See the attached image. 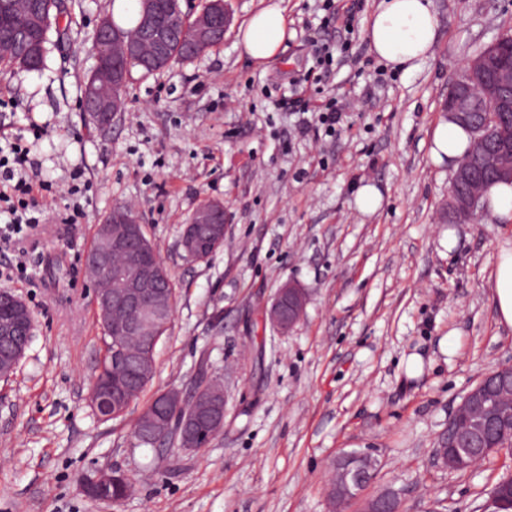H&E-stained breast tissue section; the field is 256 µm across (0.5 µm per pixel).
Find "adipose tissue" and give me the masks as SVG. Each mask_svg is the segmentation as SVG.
I'll use <instances>...</instances> for the list:
<instances>
[{
	"mask_svg": "<svg viewBox=\"0 0 512 512\" xmlns=\"http://www.w3.org/2000/svg\"><path fill=\"white\" fill-rule=\"evenodd\" d=\"M437 31L431 0H380L365 22L364 34L373 54L408 73L431 54ZM287 37L288 21L281 0H268L238 33L245 53L257 64L277 56ZM468 145L464 128L446 119L434 130L431 154L437 162H451L460 158ZM493 279L497 320L512 328V250H502Z\"/></svg>",
	"mask_w": 512,
	"mask_h": 512,
	"instance_id": "1",
	"label": "adipose tissue"
}]
</instances>
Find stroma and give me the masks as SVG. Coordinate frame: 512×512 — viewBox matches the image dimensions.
I'll return each instance as SVG.
<instances>
[{
  "label": "stroma",
  "instance_id": "obj_1",
  "mask_svg": "<svg viewBox=\"0 0 512 512\" xmlns=\"http://www.w3.org/2000/svg\"><path fill=\"white\" fill-rule=\"evenodd\" d=\"M378 2L336 0L355 14L349 34L320 29L324 0H285L290 35L258 67L238 30L261 0H226L223 45L133 72L105 135L79 100L93 64L84 35L113 16L114 0H66L70 35L45 68L0 79V132L25 130L52 186L42 244L7 284L35 321L16 373L0 381V512H332L333 463L352 449L380 461L372 490L399 491L407 512H494L488 491L512 474V453L453 473L433 450L482 374L512 365L490 280L512 223L449 224L454 167L430 147L461 64L512 33V0H432L436 45L409 73L368 48L364 21ZM316 36L336 47L331 68L314 65ZM332 99L345 108L335 132L301 134L304 109ZM365 185L383 196L372 214L355 203ZM213 198L224 202V244L187 259L182 230ZM76 202L79 224L61 223ZM120 205L139 215L176 301L153 381L103 422L89 404L104 344L84 257ZM289 282L310 300L282 333L261 309ZM414 353L424 367L412 377ZM204 378L225 387L223 430L198 450L138 445L133 425L154 394L188 397ZM103 469L126 473L133 494L87 498L84 479Z\"/></svg>",
  "mask_w": 512,
  "mask_h": 512
}]
</instances>
